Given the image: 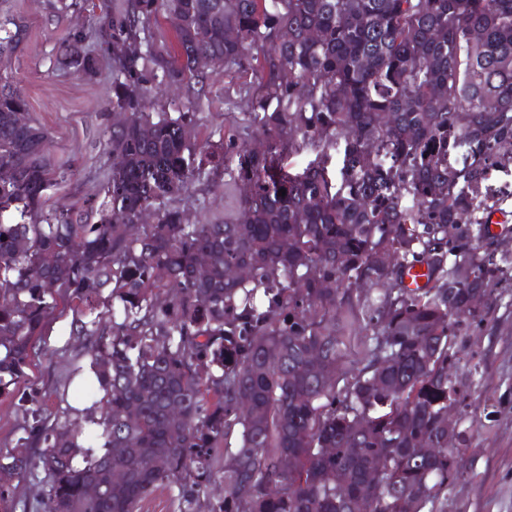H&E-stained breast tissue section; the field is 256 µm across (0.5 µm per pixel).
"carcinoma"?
Segmentation results:
<instances>
[{
	"label": "carcinoma",
	"mask_w": 512,
	"mask_h": 512,
	"mask_svg": "<svg viewBox=\"0 0 512 512\" xmlns=\"http://www.w3.org/2000/svg\"><path fill=\"white\" fill-rule=\"evenodd\" d=\"M160 17L172 53L156 44ZM102 28L112 107L128 118L108 137L96 206L45 209L48 133L0 75V398L57 353L47 336L63 316L83 341L71 377L96 397L61 427L30 382L15 443L0 449V512L39 476L43 512H136L164 484L180 512H352L359 500L361 512H435L465 471L448 447L454 345L482 316L467 301L502 274L472 228L496 203L490 171L512 166V0H130ZM27 37L0 13V59ZM208 54L256 74L251 140L209 153L238 150L243 217L187 224L165 208L141 224L187 189L196 151L187 113L149 111L148 83L202 92ZM59 63L96 75L76 32ZM298 137L344 142L340 182L321 160L283 171ZM422 264L432 287H386ZM230 265L247 276L225 278ZM360 279L381 292L363 317L364 363L342 377L336 304ZM425 440L430 455L415 448Z\"/></svg>",
	"instance_id": "carcinoma-1"
}]
</instances>
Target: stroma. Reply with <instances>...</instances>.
Returning <instances> with one entry per match:
<instances>
[{"label":"stroma","mask_w":512,"mask_h":512,"mask_svg":"<svg viewBox=\"0 0 512 512\" xmlns=\"http://www.w3.org/2000/svg\"><path fill=\"white\" fill-rule=\"evenodd\" d=\"M8 4L15 15L25 18L28 39L20 52L0 61V72L21 82L32 122L49 132V150L64 175L63 182L49 191V204L83 205L102 193L112 163L106 140L125 115L110 107L112 63L108 58L98 57L97 73L91 79L54 68L52 61L70 29L94 33L99 17L82 12L60 20L52 17L45 0H8ZM252 79V74L222 69L210 73L201 93L187 85L157 83L152 102L171 112H194L198 145H216L231 134L241 141L249 134L245 87ZM321 156L327 158L331 173H338L342 150L333 144L297 143L284 155L282 166L284 171L300 172ZM239 184V156L229 150L220 166L196 161L187 191L174 204L192 224L233 221L241 212ZM493 219L504 226L494 239H486L479 226L473 234L477 242H490L503 274L490 285L482 319L459 338L453 369L466 399L455 410L458 435L449 444L465 446L468 466L440 496L437 512H512V196L497 205ZM377 294L374 288L354 291L351 304L336 310L346 344L340 371L361 365L366 332L360 314ZM48 340L56 355L36 357L29 376L51 395L67 382L81 342L68 336L62 319L51 324Z\"/></svg>","instance_id":"35a3bbf8"}]
</instances>
